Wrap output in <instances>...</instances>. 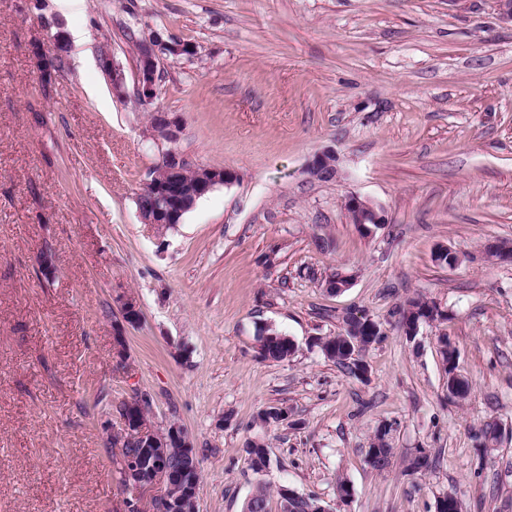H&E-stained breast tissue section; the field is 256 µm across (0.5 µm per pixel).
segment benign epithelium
I'll list each match as a JSON object with an SVG mask.
<instances>
[{
	"label": "benign epithelium",
	"instance_id": "1",
	"mask_svg": "<svg viewBox=\"0 0 512 512\" xmlns=\"http://www.w3.org/2000/svg\"><path fill=\"white\" fill-rule=\"evenodd\" d=\"M195 48L184 43L169 41L155 31L143 35L137 47V83L135 97L143 106L154 102L159 94L161 83L160 63L167 57L192 56ZM33 55L38 63L40 81L53 77L57 67L55 54L44 42L33 45ZM99 64L112 82V89L118 96L125 94V76L121 67L112 58L111 52L105 50L100 54ZM182 135V124L178 116L169 112L152 114L146 136L158 148V156L146 170L144 186L158 200L157 214L164 216L158 221L153 215L139 211V217L144 224H178L185 212L191 209L187 198L178 194L177 178L184 170H195L196 182L190 195L197 200L217 186H226L234 182V176L220 168H211L192 163L180 150L179 143ZM346 205L357 209H370L374 212L372 223L382 225L385 216L382 209L358 196H350ZM158 429L152 422V414H147L138 427L137 438L144 445L159 447ZM172 469L164 468L148 481L131 483L130 502L135 505V512H168L173 505L175 483L169 480Z\"/></svg>",
	"mask_w": 512,
	"mask_h": 512
}]
</instances>
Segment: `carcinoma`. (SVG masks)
<instances>
[{"label":"carcinoma","mask_w":512,"mask_h":512,"mask_svg":"<svg viewBox=\"0 0 512 512\" xmlns=\"http://www.w3.org/2000/svg\"><path fill=\"white\" fill-rule=\"evenodd\" d=\"M400 327L406 334H411L413 325L422 318L432 321L445 319L444 312L437 305L422 298H411L398 306ZM382 335L381 326L378 323L367 324L361 322L356 314L349 313L343 319L341 332L334 336L319 339V345L325 356L342 367L347 373L356 378L363 377V369L366 365L361 359V352L370 344L376 342ZM259 354L265 360L276 362L284 361L295 354V344L289 338L278 331L265 327L258 333ZM444 346L443 359L444 370L448 374V399L460 400L465 398L470 391L468 379L457 371L456 349L442 339ZM112 445L120 446V456L125 457L131 453L141 452V440L133 434L129 437H117ZM244 452L247 454L252 470L259 474L270 466V457L263 446L252 442L246 445ZM168 462L173 466L178 487L187 491L186 499L177 505L175 512H195L196 494L199 485V462L192 448H183L177 443H172L168 448ZM392 449L383 443L367 450L369 463L378 470H383L390 465ZM161 460L158 449L151 448L144 456L141 472L129 474L124 469H119L121 482L127 484L137 478L149 477V472L155 469V463ZM433 466V460L425 451L420 450L410 460L409 472L413 475H422ZM319 501L310 496H303L296 492L288 498V507L281 512H317L316 505ZM243 512H268V491L265 486L258 485L252 496L244 503Z\"/></svg>","instance_id":"1"}]
</instances>
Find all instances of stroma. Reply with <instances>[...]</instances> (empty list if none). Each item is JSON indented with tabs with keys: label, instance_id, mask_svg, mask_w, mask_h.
<instances>
[{
	"label": "stroma",
	"instance_id": "1",
	"mask_svg": "<svg viewBox=\"0 0 512 512\" xmlns=\"http://www.w3.org/2000/svg\"><path fill=\"white\" fill-rule=\"evenodd\" d=\"M54 21L66 50L45 86L31 46ZM130 28L196 49L164 61L149 109L99 65L109 46L134 87ZM155 109L180 117L193 163L238 175L162 230L135 203ZM325 149L329 181L306 172ZM352 195L383 209L374 233L349 220ZM501 242L512 17L500 0H0V512H124L107 445L121 425L102 423L140 395L196 452L197 512H242L261 483L330 512H436L446 493L462 512H512V262L485 252ZM442 246L457 266L436 262ZM336 273L351 284L332 293ZM123 295L140 320L120 358ZM411 297L447 320L409 338L396 309ZM350 311L383 331L363 379L316 344ZM262 326L294 356L262 359ZM444 336L471 385L460 401ZM269 408L285 419L262 421ZM491 421L501 438L483 455ZM384 426L394 458L379 471L366 453ZM252 440L269 452L261 474ZM421 449L437 464L410 474ZM440 342L445 347L442 353L445 362L444 370L448 374V398L450 400L464 399L470 391V384L468 379L457 371L456 349L448 342L447 338L441 339Z\"/></svg>",
	"mask_w": 512,
	"mask_h": 512
}]
</instances>
